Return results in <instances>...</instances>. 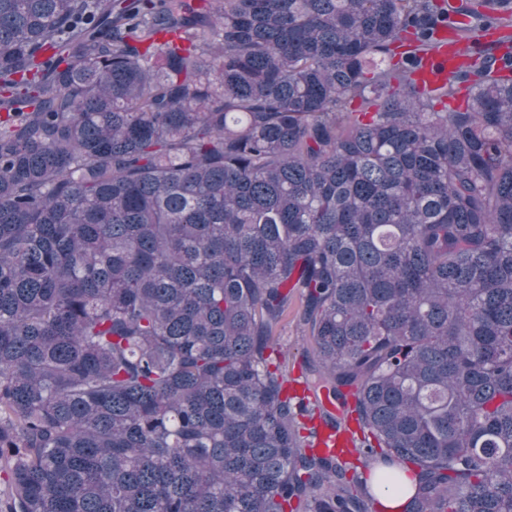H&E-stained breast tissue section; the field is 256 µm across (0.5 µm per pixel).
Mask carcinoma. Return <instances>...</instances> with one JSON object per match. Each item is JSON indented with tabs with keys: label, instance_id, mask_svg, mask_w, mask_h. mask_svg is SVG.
I'll return each instance as SVG.
<instances>
[{
	"label": "carcinoma",
	"instance_id": "obj_1",
	"mask_svg": "<svg viewBox=\"0 0 512 512\" xmlns=\"http://www.w3.org/2000/svg\"><path fill=\"white\" fill-rule=\"evenodd\" d=\"M442 26L473 46L429 91ZM511 26L0 0V512H383L315 448L321 390L399 512H512V41H477ZM273 343L281 353L280 363L288 375L299 373V363L305 347L302 325L292 315L274 329Z\"/></svg>",
	"mask_w": 512,
	"mask_h": 512
}]
</instances>
